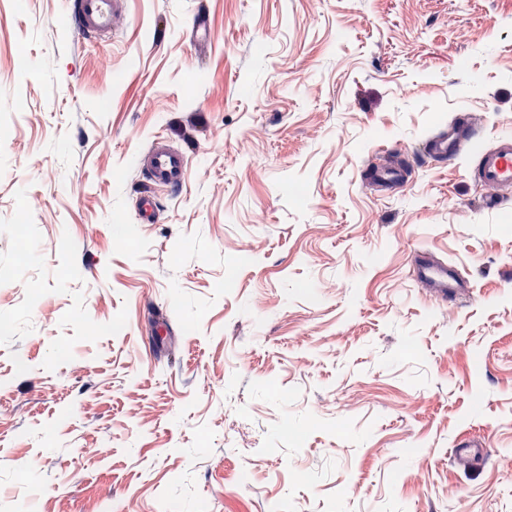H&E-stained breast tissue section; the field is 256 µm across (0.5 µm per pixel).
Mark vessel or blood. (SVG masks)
Here are the masks:
<instances>
[{
    "label": "vessel or blood",
    "mask_w": 512,
    "mask_h": 512,
    "mask_svg": "<svg viewBox=\"0 0 512 512\" xmlns=\"http://www.w3.org/2000/svg\"><path fill=\"white\" fill-rule=\"evenodd\" d=\"M123 0H72V20L84 37L111 34L122 14ZM476 134L470 119L454 118L446 128L430 137L425 150L438 159L460 156ZM188 157L183 150L170 145L164 137H155L148 149L146 176L148 187L143 190L135 208L138 220L153 223L157 211L156 192L161 188L180 186L186 175ZM475 178L489 191L492 198L512 189V134L495 136L492 144L479 156ZM411 277L427 296L456 306L464 288L469 285L458 266L433 259L430 251H417L411 262Z\"/></svg>",
    "instance_id": "obj_1"
}]
</instances>
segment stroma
Here are the masks:
<instances>
[{
  "label": "stroma",
  "mask_w": 512,
  "mask_h": 512,
  "mask_svg": "<svg viewBox=\"0 0 512 512\" xmlns=\"http://www.w3.org/2000/svg\"><path fill=\"white\" fill-rule=\"evenodd\" d=\"M465 111L512 132V0H0V512H512V191L421 153ZM72 20L84 37L110 35L122 14L123 0H73ZM188 157L183 150L170 145L162 136H156L148 149L146 176L148 187L136 200L138 220L142 224L154 223L157 207L156 191L159 188H176L186 175ZM411 266V277L417 287L425 295L435 297L442 303L448 301V307L456 306L463 289L470 288L458 266L433 259L430 251L418 250Z\"/></svg>",
  "instance_id": "1"
}]
</instances>
